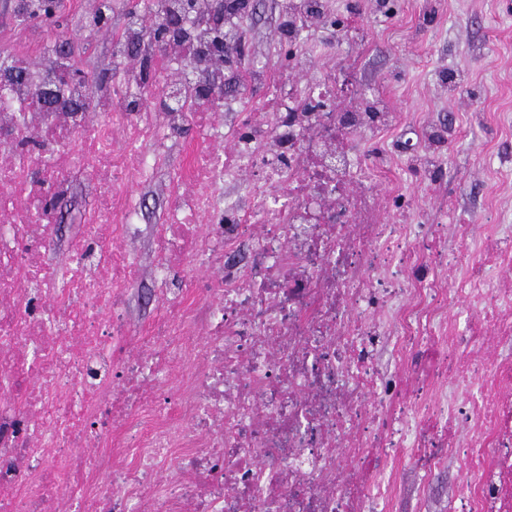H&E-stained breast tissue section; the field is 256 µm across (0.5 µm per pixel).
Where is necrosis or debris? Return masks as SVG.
I'll use <instances>...</instances> for the list:
<instances>
[{
	"label": "necrosis or debris",
	"instance_id": "1",
	"mask_svg": "<svg viewBox=\"0 0 512 512\" xmlns=\"http://www.w3.org/2000/svg\"><path fill=\"white\" fill-rule=\"evenodd\" d=\"M181 2L151 0L113 41L116 62L149 46V16ZM330 4L288 0V70L228 154L215 148L223 117L194 107L195 88L178 87L179 106L155 116L80 83L68 97L94 113L35 118L17 108L38 77L0 74V512H385L402 460L426 456L425 424L440 447L466 451L449 512H512V227L452 225L479 261L446 281L428 257L442 242L399 221L409 199L393 195L382 213L380 168L342 161L337 139L369 127L370 105L337 95L335 66L318 64L325 44L305 40ZM20 125L30 141L56 142L51 158L13 146ZM187 128L197 152L177 172L156 248L164 269L187 262L220 277L203 296L183 279L142 351L117 364L135 189ZM244 173L249 204L225 202L224 183ZM75 175L106 194L49 268L44 188L63 192ZM463 303L477 310L465 335L452 315ZM382 337L406 370L412 341L429 345L447 383L427 376L400 399V380L373 361ZM492 338L497 358L479 362ZM173 379L178 399L160 404ZM369 448L387 478L365 469Z\"/></svg>",
	"mask_w": 512,
	"mask_h": 512
}]
</instances>
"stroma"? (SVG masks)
I'll return each instance as SVG.
<instances>
[{
  "mask_svg": "<svg viewBox=\"0 0 512 512\" xmlns=\"http://www.w3.org/2000/svg\"><path fill=\"white\" fill-rule=\"evenodd\" d=\"M125 0H110L101 32L86 33V10L68 14L73 42H87L83 61L111 79V34L125 23ZM346 15L348 39L329 44V56L352 61V83L364 94L386 99L393 123L379 130L378 146L357 159L385 173L383 193L410 197L414 224L512 225V0H333ZM243 33L256 70H270L278 32V0H251ZM166 175L154 172L137 190L141 206L130 255L139 278L123 315L131 332L155 318L157 258L154 230L172 208L163 189ZM101 186L75 178L64 197V221L49 262L68 256L83 211ZM466 473L463 455L433 467L407 460L399 469L390 512H448Z\"/></svg>",
  "mask_w": 512,
  "mask_h": 512,
  "instance_id": "1",
  "label": "stroma"
}]
</instances>
